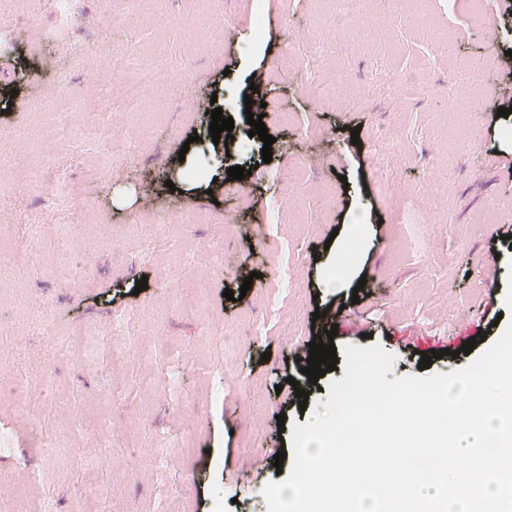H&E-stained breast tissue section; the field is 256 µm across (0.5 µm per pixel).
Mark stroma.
Instances as JSON below:
<instances>
[{
    "label": "stroma",
    "mask_w": 512,
    "mask_h": 512,
    "mask_svg": "<svg viewBox=\"0 0 512 512\" xmlns=\"http://www.w3.org/2000/svg\"><path fill=\"white\" fill-rule=\"evenodd\" d=\"M511 4L475 20L470 0H367L365 19L338 31L341 0H11L0 143L22 152L0 157V308L27 330L0 338V382L22 376L45 400L25 411L0 395V500L13 512H268L264 487L292 466L274 463L291 423L345 375L337 363L300 408L286 380L302 381L314 336L381 345L397 377L419 375L435 341L449 352L434 373L467 366L459 349L478 332L477 351L495 342L512 269V115L497 114L512 106ZM104 42L172 74L162 95L130 88L152 113L126 115V137L108 144L83 124L88 102L123 113ZM340 67L347 108L315 93ZM418 72L423 88L403 85ZM188 84L233 118L231 138L213 141ZM248 97L274 139L268 163ZM70 120L76 136L51 144ZM117 162L114 184L101 173ZM236 165L244 180L228 176ZM294 166L295 181L277 179ZM146 193L151 224L137 219ZM61 240L54 265L34 264ZM146 243L154 262H133ZM341 317L351 326L334 329Z\"/></svg>",
    "instance_id": "obj_1"
}]
</instances>
